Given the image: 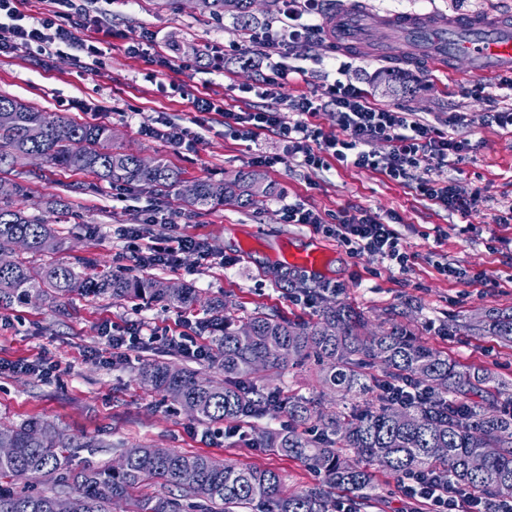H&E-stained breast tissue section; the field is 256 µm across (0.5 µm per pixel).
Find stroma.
Here are the masks:
<instances>
[{
    "mask_svg": "<svg viewBox=\"0 0 512 512\" xmlns=\"http://www.w3.org/2000/svg\"><path fill=\"white\" fill-rule=\"evenodd\" d=\"M381 11H491L512 6V0H367ZM93 11L101 19L97 33L101 52L85 57L79 50L44 57L26 50L0 53V94L52 116L84 123L102 122L112 131V147L119 152L160 159L186 177L214 182L233 180L255 169L252 159L261 152L280 151L276 134H262L257 141L233 137L221 118H214L190 149L145 138L141 125L163 117L189 124L194 116L187 98L171 97L162 85L180 83L189 94L206 92L237 109H247L235 87L258 82L259 67L213 58L200 60L196 70L179 69L181 59L194 49H224L240 36L232 15L214 18L201 9L199 0H95ZM159 34L160 52L173 66L149 78L142 59L125 51L143 31ZM347 76L367 83L380 103L406 104L428 121L451 112L463 113L461 130L475 149L456 170H448L459 194L481 193L482 199L465 216L451 214L421 197L414 186L391 181L378 170L343 167L313 169L292 160L273 169L259 170L267 198L261 210L235 204L216 205L195 212L181 210L176 195L161 197L147 188L128 192L125 200L112 198L109 184L92 176L23 160L19 170L36 171L30 181L26 211L41 215L61 228L63 244L53 259L75 262L91 259L88 273L112 269V257L122 252L123 240L113 237L116 224L147 225L151 238L176 234L204 240L211 257L197 263L195 275L184 271L156 270L154 279L198 288L201 298L221 297L226 314L237 323L256 311L281 312L298 322H315L324 303L344 302L362 313L370 329L396 322L405 325L429 347L447 354L458 364L491 372L512 381V345L487 335L483 327L493 312L512 313V223L494 221L498 211L512 206V132L486 124L492 104L469 95L479 80L469 75L465 63L455 74L422 69L399 59L385 61L353 53L347 55ZM306 76L295 77L284 88L285 96L306 93L323 97L327 77L334 72L324 47H316L304 60ZM88 100L104 109L102 115L78 109ZM62 200L50 208L52 200ZM300 202L332 217L338 212L366 209L381 216H395L396 228L411 259L406 271L392 267L377 254L351 256L336 240L318 237L302 224H288L284 208ZM174 211L173 221L146 224L149 210ZM302 248L321 241L329 261L324 272L312 274L298 267L281 271L275 257L283 240ZM231 267H222V260ZM448 262L473 271H484L483 281L457 282L441 275L436 265ZM323 291L322 300L301 302L298 283ZM189 319L204 318L202 308L189 311ZM179 310L127 301L92 299L77 293L53 301L0 310V421L20 422L32 417L52 420L69 437L82 440L76 464L109 465L120 449L138 444L169 448L186 454H208L217 460L257 468L271 467L284 478L285 492L313 484L315 474L303 463L259 451L253 444L258 431L284 426L283 412L256 420L232 437L209 436L205 426L184 411L163 402L161 396L138 379L143 361L158 360L214 375L207 362L191 361L157 341L129 361L103 365L90 352L105 348L106 323L134 320L147 328L176 327ZM55 361L56 377L44 379L16 372L12 363L39 357ZM257 385L276 389L283 396L313 398L319 412L332 414L344 408L338 393L323 387L314 364L291 365L273 373L255 374ZM105 447H98V440Z\"/></svg>",
    "mask_w": 512,
    "mask_h": 512,
    "instance_id": "stroma-1",
    "label": "stroma"
}]
</instances>
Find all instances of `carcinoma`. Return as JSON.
Masks as SVG:
<instances>
[{
    "instance_id": "carcinoma-1",
    "label": "carcinoma",
    "mask_w": 512,
    "mask_h": 512,
    "mask_svg": "<svg viewBox=\"0 0 512 512\" xmlns=\"http://www.w3.org/2000/svg\"><path fill=\"white\" fill-rule=\"evenodd\" d=\"M209 13L228 11L246 30L253 0H202ZM38 157L66 170L86 172L116 186L147 185L161 196L178 191L181 200L198 209L226 201L257 209L259 174L244 173L228 183L193 181V190L180 191L182 173L161 160L143 164L141 157L112 150L105 124L51 119L15 99L0 95V174L15 171L19 159ZM23 172L0 195V241L22 239L26 250L0 260V309L32 298L41 300L80 292L93 298L141 299L172 308H193L200 301L194 288H164L148 276L125 278L87 276L77 266L53 259L36 262L60 244L55 228L41 216L28 214L17 201L29 196ZM200 322L212 331L210 362L222 377L204 378L196 371L169 362L147 361L139 369L141 382L179 404L192 407L190 416L207 425L251 423L274 406L273 391L251 384L261 364L268 371L290 362L312 360L321 382L349 402L348 411L321 420L320 432L305 438L295 428L261 432L255 446L284 458L297 459L322 480L285 494L283 478L271 468L220 463L204 454H185L141 445L122 449L120 468L78 466L74 448H103L99 442H76L50 421L31 418L0 423V444L18 448L0 456V512H54L65 496L70 512H112L113 502H126V512H331L337 489L354 494L349 512H360L376 496L372 467L397 476L415 475L423 483L449 480L473 495L479 506L491 499L512 498V418L495 412V397H512V383L463 367L422 344L410 331H363L353 307L325 308L313 324H296L279 313L256 312L248 318L250 333L224 316V300L213 298ZM491 334L512 343V315H495ZM382 368V378L369 369ZM296 423L315 414L314 401L297 396L284 401ZM494 449L479 472L470 458ZM358 456L347 461L346 451ZM21 470L29 482L15 485ZM158 484L160 493L143 489Z\"/></svg>"
}]
</instances>
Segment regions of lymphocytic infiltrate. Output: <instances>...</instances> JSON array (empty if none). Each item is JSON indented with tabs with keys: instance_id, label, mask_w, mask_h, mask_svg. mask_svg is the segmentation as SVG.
Returning <instances> with one entry per match:
<instances>
[{
	"instance_id": "lymphocytic-infiltrate-1",
	"label": "lymphocytic infiltrate",
	"mask_w": 512,
	"mask_h": 512,
	"mask_svg": "<svg viewBox=\"0 0 512 512\" xmlns=\"http://www.w3.org/2000/svg\"><path fill=\"white\" fill-rule=\"evenodd\" d=\"M55 2V9L27 15L20 11L19 0H0V19L7 21L6 47L33 48L44 54L67 47L79 49L89 57L98 55L100 49L95 41L81 40L75 35L76 30L97 26L85 0ZM322 12V0H287L284 9L287 22L280 30L247 32V45L255 54L254 62L264 70L257 84L239 90L240 97L254 100L252 109L238 112L211 97L195 96L191 99L195 113L192 125L159 120L142 126V135L165 140L179 149L186 148L197 142L198 127L217 114L242 140L253 142L264 132L271 131L284 143L286 155L261 153L254 157L255 165L273 168L286 158L296 157L311 168L326 167L332 159L346 167L372 168L395 182L415 183L421 196L444 210L467 214L476 204V197L459 195L451 180L442 175L444 168L464 162L474 149L469 139L451 134L453 128L464 122L461 113H449L443 127L439 128L405 107L374 102L366 87L350 79H334L323 100L305 93L292 97L282 95V88L300 72L299 67L293 66V59L310 53L321 41L317 18ZM284 109L296 113L294 123H282L280 112ZM326 110L336 114L339 133L333 138L324 137L313 122L318 113ZM376 140L388 142L389 152L372 151L370 145ZM423 167L431 171V178L415 181V171ZM284 220L289 224L310 225L315 232L336 239L352 256L378 254L399 270L408 267L410 256L398 231L378 214L362 210L329 223L313 209L294 203L285 208ZM114 232L127 244L126 253L118 254V261L130 258L143 269L179 271L184 267V254L196 255L201 262L210 257L204 242L190 236L144 246L140 243L142 234L135 227L120 224ZM105 330L108 346L94 353L95 359L101 362L129 360L131 352L156 342L159 336L155 330L144 332L134 321L124 326L109 324ZM401 492L407 499L426 504L429 512H474L470 499L457 493L451 485L420 488L409 481L402 484Z\"/></svg>"
}]
</instances>
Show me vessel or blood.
Wrapping results in <instances>:
<instances>
[{
	"label": "vessel or blood",
	"mask_w": 512,
	"mask_h": 512,
	"mask_svg": "<svg viewBox=\"0 0 512 512\" xmlns=\"http://www.w3.org/2000/svg\"><path fill=\"white\" fill-rule=\"evenodd\" d=\"M330 36L337 51L360 50L374 30L389 34L387 42L375 45L379 55H404L405 45L419 47L418 61L454 68L466 62L472 73L485 78L512 73V10L494 14L458 13L439 17L430 13H378L361 0L333 15ZM280 262L317 273L325 268L323 249L298 250L282 246Z\"/></svg>",
	"instance_id": "b4317fda"
}]
</instances>
